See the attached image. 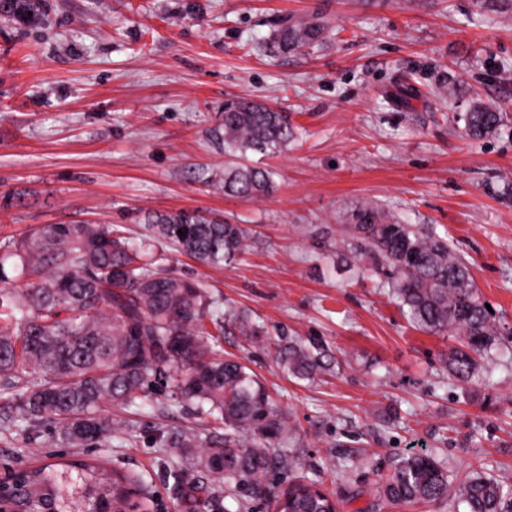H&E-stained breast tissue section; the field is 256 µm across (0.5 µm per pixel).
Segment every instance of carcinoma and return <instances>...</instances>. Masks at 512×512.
I'll return each mask as SVG.
<instances>
[{
    "mask_svg": "<svg viewBox=\"0 0 512 512\" xmlns=\"http://www.w3.org/2000/svg\"><path fill=\"white\" fill-rule=\"evenodd\" d=\"M44 0H0V17L22 27L44 23ZM331 32L318 13L284 16L262 48L279 53L312 49ZM455 83L443 80L422 91L399 87L392 102H451ZM508 118L481 102L452 117L471 141H482ZM213 138L224 145V171L203 183L224 195L254 199L275 189V172L248 162V153L269 155L288 148L296 126L275 106L241 97L224 102ZM153 231L177 252L204 265L232 263L250 247L240 224L210 219L197 211L160 214ZM184 235L177 234V231ZM347 236L356 258L385 278L399 308L420 330L464 337L448 359V373L471 383L478 359L497 347L503 326L490 313L468 263L435 228L407 224L376 202L355 216ZM13 260L23 286L8 287L4 262ZM231 322L243 336L257 326L207 301L197 280L173 274L151 245L132 243L110 224H41L17 240L0 243V433L24 440L47 427L57 442L85 448L112 442V408L137 407L153 385L164 387L175 404L204 410L223 433L169 432L160 442L172 448H199L197 464L210 483L235 497L237 512L248 503L272 501L276 512H339V503L319 483L297 477L284 488L266 482L273 470L298 469V457L282 448L295 428L288 424L258 377L244 363L224 357L212 341ZM326 352L315 342L288 344L277 361L298 379L325 371ZM181 493L195 503L197 488L186 470L171 473ZM393 505L448 503L451 512H512V485L488 470L460 478L435 457L400 459L379 487ZM144 481L104 459L30 466L18 471L0 494V512H150ZM464 510H459V507Z\"/></svg>",
    "mask_w": 512,
    "mask_h": 512,
    "instance_id": "cac0c4a2",
    "label": "carcinoma"
}]
</instances>
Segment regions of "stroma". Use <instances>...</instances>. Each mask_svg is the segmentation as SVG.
<instances>
[{"label":"stroma","instance_id":"35a3bbf8","mask_svg":"<svg viewBox=\"0 0 512 512\" xmlns=\"http://www.w3.org/2000/svg\"><path fill=\"white\" fill-rule=\"evenodd\" d=\"M325 15L313 50L263 54L284 15ZM42 28L0 20V239L40 224H112L140 241L152 216L200 210L255 234L231 265L205 266L159 242L180 276L200 281L224 312L262 329L217 337L241 358L298 429L301 472L333 490L340 512H369L382 477L426 453L462 475L483 465L512 477V369L479 362L460 386L446 362L459 341L416 329L367 260L337 242L363 203L429 224L470 265L512 346V21L490 0H48ZM458 78L455 109L474 98L508 119L473 143L420 100L392 107L405 77ZM282 108L300 133L267 158L276 190L252 200L210 190L223 170L209 135L225 100ZM318 339L332 364L315 380L289 375L275 351ZM108 448L86 458L143 476L153 512H187L172 471L180 449L162 431L210 417L153 391ZM41 435L0 433V471L56 462Z\"/></svg>","mask_w":512,"mask_h":512}]
</instances>
